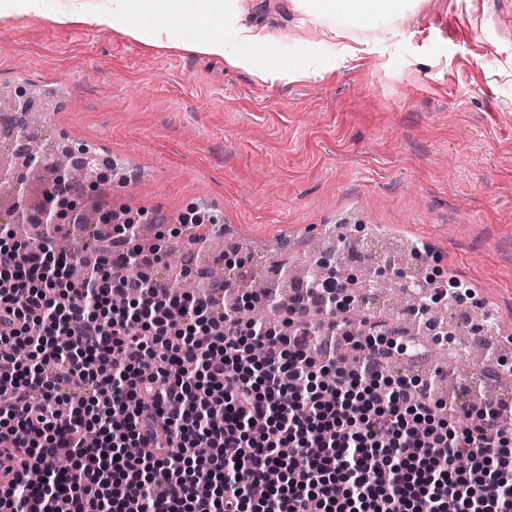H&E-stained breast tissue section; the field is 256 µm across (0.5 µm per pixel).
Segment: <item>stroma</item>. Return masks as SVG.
Instances as JSON below:
<instances>
[{
    "mask_svg": "<svg viewBox=\"0 0 512 512\" xmlns=\"http://www.w3.org/2000/svg\"><path fill=\"white\" fill-rule=\"evenodd\" d=\"M255 18L280 60L308 38L285 0ZM319 80L263 84L223 61L46 18L0 21V100L15 74L61 145L116 160L95 201L139 215L144 248L190 209L221 218L245 276L291 278L342 223L351 240L427 241L419 278L471 287L512 337V0H420Z\"/></svg>",
    "mask_w": 512,
    "mask_h": 512,
    "instance_id": "stroma-1",
    "label": "stroma"
}]
</instances>
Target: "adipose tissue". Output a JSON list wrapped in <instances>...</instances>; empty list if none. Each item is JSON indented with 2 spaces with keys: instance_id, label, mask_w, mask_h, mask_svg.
<instances>
[{
  "instance_id": "adipose-tissue-1",
  "label": "adipose tissue",
  "mask_w": 512,
  "mask_h": 512,
  "mask_svg": "<svg viewBox=\"0 0 512 512\" xmlns=\"http://www.w3.org/2000/svg\"><path fill=\"white\" fill-rule=\"evenodd\" d=\"M411 0H291L313 36L344 32L351 25L369 28L402 15ZM245 0H59L48 9L47 0H0V18L49 17L62 25H83L122 31L145 46L182 44L185 50L223 59L232 69L264 83H287L324 78L330 67L314 55L311 43L297 46V61L282 63L270 58L274 42L266 27L249 21ZM186 28L202 30L192 41L179 42L176 34Z\"/></svg>"
}]
</instances>
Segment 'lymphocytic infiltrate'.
I'll return each instance as SVG.
<instances>
[{
	"instance_id": "lymphocytic-infiltrate-1",
	"label": "lymphocytic infiltrate",
	"mask_w": 512,
	"mask_h": 512,
	"mask_svg": "<svg viewBox=\"0 0 512 512\" xmlns=\"http://www.w3.org/2000/svg\"><path fill=\"white\" fill-rule=\"evenodd\" d=\"M134 238L0 244V456L23 466L0 512H512L500 406L390 374L400 338L318 352L344 283L245 323L153 278Z\"/></svg>"
}]
</instances>
